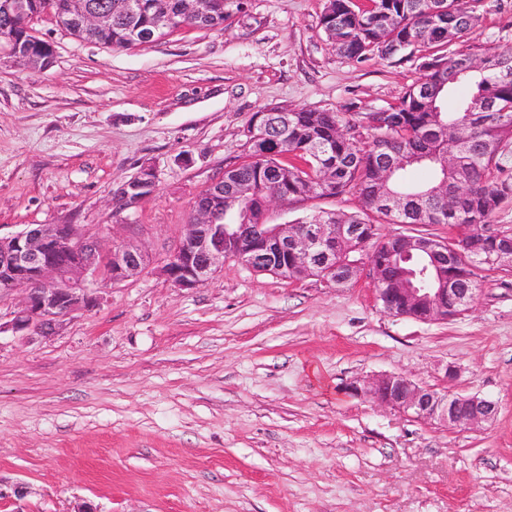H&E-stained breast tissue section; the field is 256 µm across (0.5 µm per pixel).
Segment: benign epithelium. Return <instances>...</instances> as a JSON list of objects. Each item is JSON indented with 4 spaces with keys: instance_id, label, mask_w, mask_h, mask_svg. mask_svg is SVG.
<instances>
[{
    "instance_id": "1",
    "label": "benign epithelium",
    "mask_w": 512,
    "mask_h": 512,
    "mask_svg": "<svg viewBox=\"0 0 512 512\" xmlns=\"http://www.w3.org/2000/svg\"><path fill=\"white\" fill-rule=\"evenodd\" d=\"M53 2L31 12L24 0H0V15L11 22L13 34L0 39L9 53L32 63L33 47L47 54L43 64L52 60V45L40 39L34 24L42 17L53 16ZM68 20L97 30L106 26L112 15L89 0H69L64 6ZM120 189L138 194V200L153 195L157 176L144 168L125 181ZM221 208L212 204L194 207L191 223L185 225L183 239L167 257L161 272L180 288H194L209 280L223 266L224 259L234 257L253 269L264 263L282 271L288 261L300 269L326 267L336 269V245L343 247L357 238L354 228L346 224H222ZM490 231L502 243L495 246L496 258L512 255V230L493 224ZM142 252L127 244L106 249L98 237L80 224H28L7 236L0 235V288L24 291L21 306L15 312L11 328L17 332L44 334L60 325L75 311L95 306L102 296L88 292L84 280L90 276L104 285L126 281L136 276L144 265ZM452 295L457 314L475 303L469 288H411L405 282L389 288H375V299L384 312L421 322L453 318L450 309L439 303L424 310L410 308L419 298ZM350 390L363 394L377 404L412 415L420 420L436 421L453 428L473 429L493 420L498 412L495 402L476 395L437 392L413 382L400 373L349 383Z\"/></svg>"
}]
</instances>
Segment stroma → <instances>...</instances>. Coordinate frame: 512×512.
<instances>
[{
  "label": "stroma",
  "mask_w": 512,
  "mask_h": 512,
  "mask_svg": "<svg viewBox=\"0 0 512 512\" xmlns=\"http://www.w3.org/2000/svg\"><path fill=\"white\" fill-rule=\"evenodd\" d=\"M324 2L226 0L223 27L131 50L46 18L42 71L0 50V232L82 224L149 259L48 335L13 332L22 293L0 289V512H512V270L480 271L473 307L435 322L384 312L366 276L334 287L229 259L184 289L160 271L261 108L376 111L419 80L412 59L337 56ZM479 12L453 50L512 45V0ZM145 165L155 194L113 215ZM360 209L347 194L268 221ZM385 373L497 416L449 428L347 389Z\"/></svg>",
  "instance_id": "obj_1"
}]
</instances>
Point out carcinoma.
Wrapping results in <instances>:
<instances>
[{"instance_id": "carcinoma-1", "label": "carcinoma", "mask_w": 512, "mask_h": 512, "mask_svg": "<svg viewBox=\"0 0 512 512\" xmlns=\"http://www.w3.org/2000/svg\"><path fill=\"white\" fill-rule=\"evenodd\" d=\"M112 4V22L88 32L79 24L63 28L74 37L109 48L135 47L131 30L151 32L172 19L186 26L214 29L224 24V0H211L210 15L190 21L181 16L182 0H137L134 12L125 0ZM479 0H325L320 23L336 55L361 62L371 55L392 58L409 50L420 79L398 104L364 112L367 125L340 112L261 109L267 135L276 144L252 141L247 128V160L224 171V223L265 224L260 199L276 195L289 204L311 198L356 194V213L318 211L298 224H354L367 239L376 262L385 266L381 287L403 280L415 288L448 287L446 281L479 289L478 271L501 205L512 200V177L500 155L512 141V46L480 55L448 53L449 44L481 23ZM393 158L401 166L382 165ZM413 166L431 170L430 182L409 185L404 172ZM377 224H446L457 230L460 255L448 262L408 243L380 246Z\"/></svg>"}]
</instances>
